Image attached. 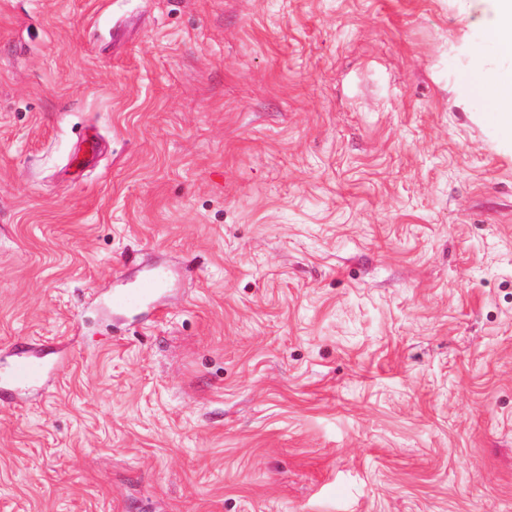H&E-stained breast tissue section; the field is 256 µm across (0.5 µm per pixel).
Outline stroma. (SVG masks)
<instances>
[{
	"instance_id": "1",
	"label": "stroma",
	"mask_w": 512,
	"mask_h": 512,
	"mask_svg": "<svg viewBox=\"0 0 512 512\" xmlns=\"http://www.w3.org/2000/svg\"><path fill=\"white\" fill-rule=\"evenodd\" d=\"M477 56L471 0H0V512H512ZM161 275L143 280L137 288L123 290L112 296V306L126 308L142 304L153 297L159 287ZM45 371V366L36 359L24 353H18L12 360L9 371V380L0 385L3 394L12 391L13 386H22L39 379Z\"/></svg>"
}]
</instances>
